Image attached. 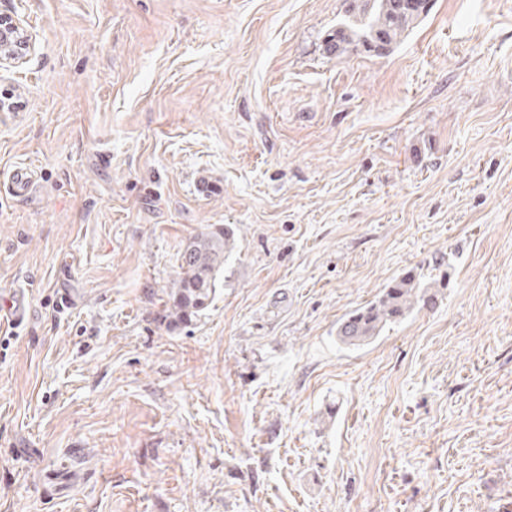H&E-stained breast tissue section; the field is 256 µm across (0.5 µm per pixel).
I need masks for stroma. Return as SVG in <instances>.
<instances>
[{
  "label": "stroma",
  "instance_id": "1",
  "mask_svg": "<svg viewBox=\"0 0 512 512\" xmlns=\"http://www.w3.org/2000/svg\"><path fill=\"white\" fill-rule=\"evenodd\" d=\"M0 0V512H512V0ZM34 163L33 189L8 191ZM236 232L209 306L162 292ZM448 287L336 326L412 268ZM432 0H350L348 22L336 25L324 51L339 57L349 49L386 55L393 52L429 14ZM4 34L9 36L6 42L2 40ZM29 47L27 36L23 35L19 23L12 17L0 16V64L4 60L17 63L24 60ZM236 248L234 232L226 225L189 239L178 257V277L171 291H164L165 317L170 324L208 306L224 265ZM441 263L433 262L428 276L409 270L390 282L375 300L346 313L337 325L336 338L348 349H357L380 336L385 328L400 323L416 307L433 309L440 289L448 287V275H433ZM428 278L423 284L420 279ZM29 308V299L23 290L12 291L4 301L0 302L1 323L8 322L16 325L23 321Z\"/></svg>",
  "mask_w": 512,
  "mask_h": 512
}]
</instances>
